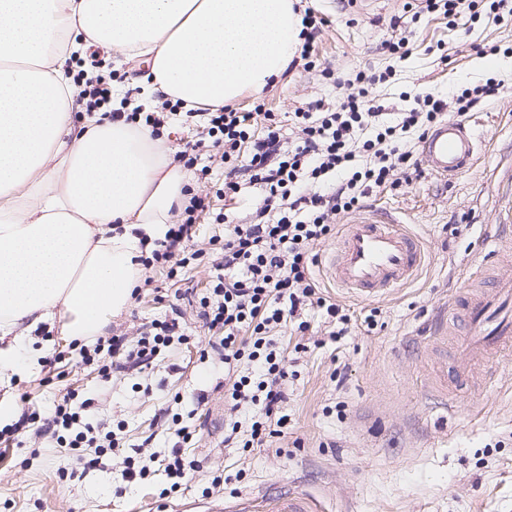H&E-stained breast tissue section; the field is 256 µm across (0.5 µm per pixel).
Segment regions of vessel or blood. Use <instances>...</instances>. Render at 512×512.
Instances as JSON below:
<instances>
[{
	"label": "vessel or blood",
	"mask_w": 512,
	"mask_h": 512,
	"mask_svg": "<svg viewBox=\"0 0 512 512\" xmlns=\"http://www.w3.org/2000/svg\"><path fill=\"white\" fill-rule=\"evenodd\" d=\"M420 151L430 172L448 181L474 164L480 144L469 125L449 119L430 129L420 143ZM423 260L417 237L372 210L343 224L324 270L343 293L365 301L406 285ZM458 309L462 322L442 316L435 327L441 335L450 327L458 329L456 363L450 377L436 382L437 391L442 393L449 381L465 383L477 367L512 355V279H496L486 291L464 288L458 297Z\"/></svg>",
	"instance_id": "1"
}]
</instances>
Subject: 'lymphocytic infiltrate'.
<instances>
[{"mask_svg":"<svg viewBox=\"0 0 512 512\" xmlns=\"http://www.w3.org/2000/svg\"><path fill=\"white\" fill-rule=\"evenodd\" d=\"M512 0H406L405 11L416 15L441 14L454 18L477 14L481 4L500 10ZM386 73L360 71L346 84L351 91L334 107L293 114L294 137L282 141L274 113L255 106L239 112L224 106L204 109L200 141L220 149L231 172H246L262 197L249 217L225 219L224 238L210 252L215 275L213 286L198 301L199 315L208 330L221 331L211 351L224 364V444L229 448H258L282 434L288 424V358L279 339L288 332L305 335L308 312L321 311L336 335H346L351 321L345 308L325 297L315 277V245L332 237L338 218L362 209L374 191L397 186L400 180L419 176L414 152L416 141L444 116L466 117L481 103L495 98L499 85L489 80L464 87L448 98L417 91L396 121L381 119V104L370 93ZM78 97L87 110L109 106V116L134 126L160 131L166 112L178 105L159 94L153 111L144 105L111 108L112 88L98 79L78 85ZM263 124L264 137H255V124ZM211 207L210 192L198 187L178 223L164 238L155 240L139 258L143 267L168 266L177 276L203 250L190 246L200 213ZM186 324L180 311L151 323L135 341L122 336H98L92 344H78L76 362L96 365L102 379L128 369L144 370L187 343ZM92 399L70 390L49 410L30 405L28 417L41 420V433L65 447L92 451L95 458L122 457L123 476L145 479L155 464H162L169 489L180 488L190 475L201 471L200 461L185 459L184 445L197 437L195 428L177 425L172 446L164 458L144 455L142 449L126 453L117 433L93 426L86 415ZM253 408L249 419L243 409Z\"/></svg>","mask_w":512,"mask_h":512,"instance_id":"lymphocytic-infiltrate-1","label":"lymphocytic infiltrate"}]
</instances>
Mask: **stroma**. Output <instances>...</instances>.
Masks as SVG:
<instances>
[{"instance_id":"35a3bbf8","label":"stroma","mask_w":512,"mask_h":512,"mask_svg":"<svg viewBox=\"0 0 512 512\" xmlns=\"http://www.w3.org/2000/svg\"><path fill=\"white\" fill-rule=\"evenodd\" d=\"M327 24L316 44L319 68L295 66L274 85L246 93L235 106L257 104L287 121L289 113L346 95L357 71H389L375 94L386 112L406 109L403 92L422 89L444 97L463 85L496 79L497 98L469 112L466 121L482 142L473 166L452 183L423 172L411 183L374 192L367 206L391 212L417 236L425 253L415 280L389 296L370 301L344 299L327 280L319 285L332 301L344 302L351 329L332 340L325 318L310 312L313 333L306 351L289 368L288 432L267 448L242 451L224 445V365L204 357L213 339L196 316L194 296L205 294L208 263L187 267L175 278L152 267V286L105 327L108 335L136 339L153 320L180 305L191 340L145 375L104 381L96 367L75 368L45 382V369L13 376L8 389L14 416L27 393L50 407L67 389L91 398L95 423L118 426L127 445L164 455L168 434L158 424L163 411L195 424L198 440L189 458L204 469L181 490L161 496L163 475L125 481L121 458L103 457L95 466L75 451L38 436L37 425L0 443V512H270L279 498L301 494L317 512H512V361L495 364L487 386L440 398L431 383L453 357V336H439V309L453 303L463 275L489 288L493 277L512 278V257L485 275L478 265L484 243L501 223L508 202L502 180L512 170V14L482 11L477 18L429 16L406 22L408 54L384 50L392 38L391 17L401 0H381L364 11L348 0H303ZM455 46L441 59V45ZM478 44L498 45L494 57L477 54ZM330 75H323V68ZM151 65L118 53L100 56L97 75L115 78L119 88L141 93ZM260 190L243 185L235 198H213L200 214L195 245L222 239L216 216L230 210L247 216ZM373 316L366 326L365 316ZM227 481L203 494L210 474Z\"/></svg>"}]
</instances>
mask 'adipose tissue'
Instances as JSON below:
<instances>
[{"instance_id": "adipose-tissue-1", "label": "adipose tissue", "mask_w": 512, "mask_h": 512, "mask_svg": "<svg viewBox=\"0 0 512 512\" xmlns=\"http://www.w3.org/2000/svg\"><path fill=\"white\" fill-rule=\"evenodd\" d=\"M299 2L0 0V384L37 367L39 325L100 335L142 280V243L187 202L189 177L151 128L99 111L73 124L74 53L146 58L142 100L159 88L216 109L287 69Z\"/></svg>"}]
</instances>
